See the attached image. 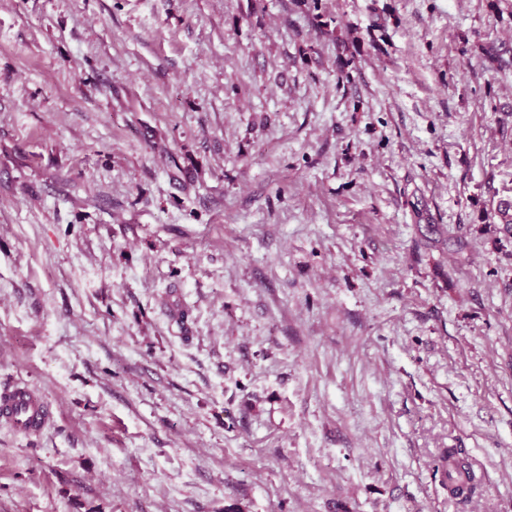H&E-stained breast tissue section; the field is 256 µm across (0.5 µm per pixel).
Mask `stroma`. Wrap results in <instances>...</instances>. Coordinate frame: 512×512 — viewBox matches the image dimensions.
<instances>
[{"mask_svg":"<svg viewBox=\"0 0 512 512\" xmlns=\"http://www.w3.org/2000/svg\"><path fill=\"white\" fill-rule=\"evenodd\" d=\"M502 203L512 0H0V512H512ZM0 416L17 433L31 435L48 425L52 412L32 390L18 385L0 391Z\"/></svg>","mask_w":512,"mask_h":512,"instance_id":"stroma-1","label":"stroma"}]
</instances>
